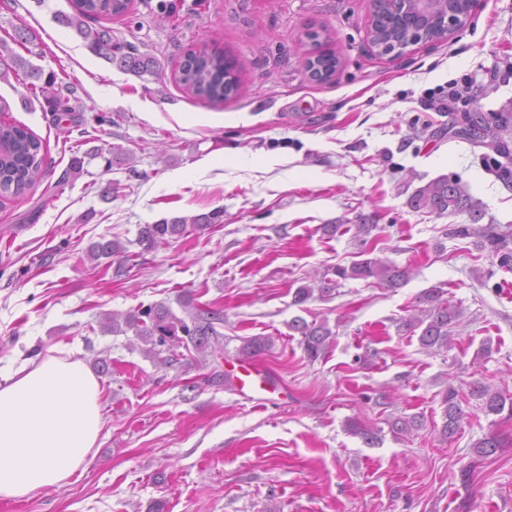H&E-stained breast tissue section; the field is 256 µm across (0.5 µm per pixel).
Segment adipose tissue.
<instances>
[{"label": "adipose tissue", "instance_id": "obj_1", "mask_svg": "<svg viewBox=\"0 0 512 512\" xmlns=\"http://www.w3.org/2000/svg\"><path fill=\"white\" fill-rule=\"evenodd\" d=\"M102 389L76 349L0 367V499L70 483L101 431Z\"/></svg>", "mask_w": 512, "mask_h": 512}]
</instances>
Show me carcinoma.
Instances as JSON below:
<instances>
[{"mask_svg": "<svg viewBox=\"0 0 512 512\" xmlns=\"http://www.w3.org/2000/svg\"><path fill=\"white\" fill-rule=\"evenodd\" d=\"M129 8V0H76L73 13L58 16V22L73 29L86 43L87 47L104 58L109 64L122 71L137 76L154 75L157 72L156 61L134 51H125L112 43V31L89 26L87 20L98 16H120ZM372 43L408 41L420 32L430 33L433 27L432 12L425 3H408L403 10H395L389 0H376ZM14 66L23 70L26 78L32 80L30 87L52 104L57 112V120H68L76 108L70 104V97L58 93L57 77L53 74L43 76L42 71L16 56ZM307 70L317 81H327L336 72V56L327 53H313L306 60ZM180 82L194 96L210 102H222L236 94L238 84L233 76V67L226 63L224 55L205 49L188 54L181 66ZM464 127L456 134L474 142L481 134L491 128L492 121L479 113L466 114ZM45 151L47 145L27 126L10 122H0V197L20 196L38 183L45 174ZM494 153L507 160L496 167L498 178L506 184L512 183V147L508 140L498 138L493 146ZM101 158L104 168L112 170L115 165L129 163V152L119 144H110L108 148L90 149L84 153L73 152L69 165L57 186L63 187L69 181L83 174L85 159ZM411 203L431 213L467 212L475 216L479 212L478 204L473 200L465 186L448 175L439 177L421 187L413 195ZM224 210L217 209L207 214L176 216L162 219L154 224H146L139 230V243L148 246L159 244L171 238L180 237L188 227L219 224ZM456 233L462 236H476L482 239L483 247L489 249L497 258L499 265H512V232L501 230L488 224L486 226H461ZM88 255L98 260L102 257L114 258L123 266L130 261L129 251L120 241L111 239L104 243H94L89 247ZM334 275L338 280H373V283L390 289L404 286L410 277V271L394 263L381 259H364L349 267H337ZM337 280L321 278L316 285H304L297 288L293 304L301 305L313 295L321 298L330 296L336 290ZM445 291L439 286L424 290L418 296L417 312L400 321V327L409 333L418 334V341L426 350H448L452 344L451 329L463 316L461 308L444 298ZM181 306L186 317L177 316L170 307L159 303L141 306L123 315L112 313L104 317L102 328L114 334L133 332L145 346V353L163 364L176 361L174 349L192 346L200 353L211 347V341L219 336L216 324L224 321L218 310L201 309L192 300L182 301ZM289 329L301 336L300 345L308 360L314 362L323 356L334 339V332L327 321L308 323L295 318L288 324ZM273 345L270 336H252L242 340L238 353L244 356H259ZM470 395L480 401V409L487 415H500L509 411L512 416V402L506 403V397L498 390L476 383ZM442 425L439 431L441 440L446 441L457 433L466 413L462 408L459 391L448 387L440 398ZM390 431L395 435H408L422 425L416 416L399 417L390 422ZM350 433L360 437L365 444L373 445L380 440L381 431L372 430L358 420L347 422Z\"/></svg>", "mask_w": 512, "mask_h": 512, "instance_id": "carcinoma-1", "label": "carcinoma"}]
</instances>
